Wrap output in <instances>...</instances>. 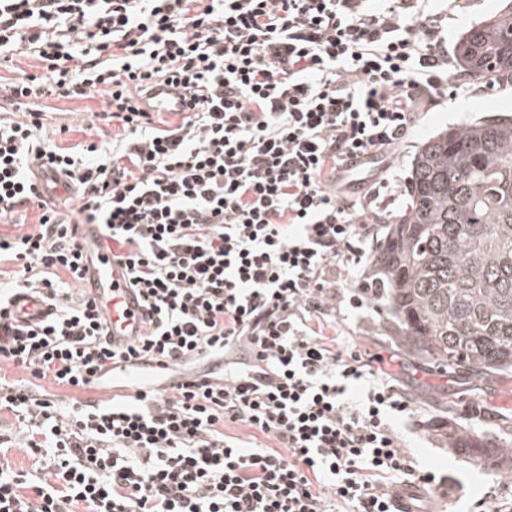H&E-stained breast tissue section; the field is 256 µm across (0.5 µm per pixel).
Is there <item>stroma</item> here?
Listing matches in <instances>:
<instances>
[{
	"instance_id": "1",
	"label": "stroma",
	"mask_w": 512,
	"mask_h": 512,
	"mask_svg": "<svg viewBox=\"0 0 512 512\" xmlns=\"http://www.w3.org/2000/svg\"><path fill=\"white\" fill-rule=\"evenodd\" d=\"M59 112L47 120L45 132L66 146L88 139L91 130H103L92 115L101 111L103 98L61 100ZM512 115V83L500 88L469 86L446 106L423 114L407 141L395 155V169L408 177L411 161L420 144L441 129L470 121L475 116ZM69 132H61V125ZM325 335L344 348L359 347L371 354L397 355L391 366L395 385L411 403L409 418L397 429L419 467L453 476L455 486L446 496H437L440 512H478L483 501H494L503 512H512V473L501 470L495 460L481 461L455 452L450 444L458 435H474L501 442L512 427V381L478 379L465 374H442L415 359L391 333L390 318L383 307L363 312L350 310L345 302L322 317Z\"/></svg>"
}]
</instances>
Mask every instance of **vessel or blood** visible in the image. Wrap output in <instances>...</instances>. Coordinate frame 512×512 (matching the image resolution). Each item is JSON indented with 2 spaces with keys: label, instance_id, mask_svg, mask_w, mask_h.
I'll return each mask as SVG.
<instances>
[{
  "label": "vessel or blood",
  "instance_id": "b4317fda",
  "mask_svg": "<svg viewBox=\"0 0 512 512\" xmlns=\"http://www.w3.org/2000/svg\"><path fill=\"white\" fill-rule=\"evenodd\" d=\"M149 111L174 113L187 109L183 94L161 87L148 97ZM80 234L87 243V259L81 274L80 286L93 299L105 321L113 346L123 348L133 344L145 333L149 316L140 303L137 291L130 288L124 264L112 258L99 246L100 228L95 224H83ZM48 306L35 295L23 293L11 307L14 319L22 324H34L46 319ZM153 374H145L140 368H122L112 376V382L127 394L146 390Z\"/></svg>",
  "mask_w": 512,
  "mask_h": 512
}]
</instances>
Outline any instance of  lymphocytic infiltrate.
Masks as SVG:
<instances>
[{
	"label": "lymphocytic infiltrate",
	"mask_w": 512,
	"mask_h": 512,
	"mask_svg": "<svg viewBox=\"0 0 512 512\" xmlns=\"http://www.w3.org/2000/svg\"><path fill=\"white\" fill-rule=\"evenodd\" d=\"M443 13L430 0H0V363L80 393L114 367L168 362L181 381L74 400L0 381L11 442L0 512H393L418 471L394 422L410 411L380 355L342 352L318 322L336 300L372 305L358 273L369 220L396 201L392 159L416 123L457 96ZM192 112L145 111L151 84ZM101 94L111 142L58 145L50 101ZM368 165L349 184L345 166ZM77 189L83 222L115 244L150 319L114 349L88 295L72 296L86 243L50 182ZM53 312L16 324L17 294ZM355 380L364 393L349 400ZM249 437H239V430Z\"/></svg>",
	"instance_id": "f902f5d3"
}]
</instances>
